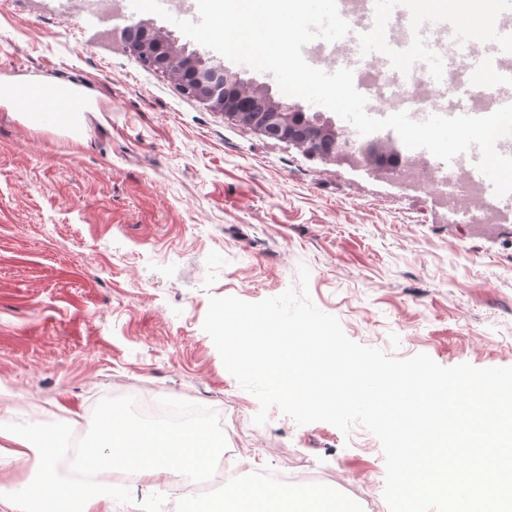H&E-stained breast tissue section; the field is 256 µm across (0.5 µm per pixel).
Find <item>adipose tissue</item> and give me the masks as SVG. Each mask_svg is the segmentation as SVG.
<instances>
[{
  "label": "adipose tissue",
  "mask_w": 512,
  "mask_h": 512,
  "mask_svg": "<svg viewBox=\"0 0 512 512\" xmlns=\"http://www.w3.org/2000/svg\"><path fill=\"white\" fill-rule=\"evenodd\" d=\"M18 91V83L1 79L0 108L21 113L30 126H60L76 137H83L87 127L85 114L92 102L91 95L84 88L66 81L39 83L33 85V97L28 101L22 100ZM26 460L31 461L40 483L53 484L55 496L74 502V512H105V505L112 501V487L101 486L91 490L61 483L62 460L59 456L42 454L23 436L0 428V469ZM233 494L240 512H250L252 507L271 501L303 500L306 490L265 483H239L234 485Z\"/></svg>",
  "instance_id": "ef3b65f1"
}]
</instances>
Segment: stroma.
I'll use <instances>...</instances> for the list:
<instances>
[{"label": "stroma", "mask_w": 512, "mask_h": 512, "mask_svg": "<svg viewBox=\"0 0 512 512\" xmlns=\"http://www.w3.org/2000/svg\"><path fill=\"white\" fill-rule=\"evenodd\" d=\"M73 81L88 131L35 129L0 110V424L32 396L84 436L105 396L214 410L237 479L291 461L327 472V512H369L384 484L360 425H297L225 369L202 325L210 297L298 287L353 341L444 367L512 366V231L452 223L434 197L307 158L186 97L67 0H0V79ZM173 480L115 490L112 512H187Z\"/></svg>", "instance_id": "1"}]
</instances>
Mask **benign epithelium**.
Wrapping results in <instances>:
<instances>
[{
  "label": "benign epithelium",
  "instance_id": "obj_1",
  "mask_svg": "<svg viewBox=\"0 0 512 512\" xmlns=\"http://www.w3.org/2000/svg\"><path fill=\"white\" fill-rule=\"evenodd\" d=\"M166 30L142 25L140 36L125 37V50L139 62L151 63L169 78L183 84L185 92L224 119L251 129L257 135L293 146L310 158L366 169L389 178L401 168L402 151L389 136H373L358 147L346 127L322 113H310L296 103L275 99L255 81L223 66H214L197 52L188 51Z\"/></svg>",
  "mask_w": 512,
  "mask_h": 512
}]
</instances>
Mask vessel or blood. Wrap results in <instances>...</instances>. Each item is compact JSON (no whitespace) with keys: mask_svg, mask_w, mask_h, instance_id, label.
<instances>
[{"mask_svg":"<svg viewBox=\"0 0 512 512\" xmlns=\"http://www.w3.org/2000/svg\"><path fill=\"white\" fill-rule=\"evenodd\" d=\"M402 8L413 12L415 21L396 38L390 34L389 19ZM491 15L492 24L476 38L462 22H449L447 10L421 12L415 0H365L361 19L351 23L345 37L334 42L317 39L313 46L320 50L326 72L348 68L357 74L372 64L396 88L417 69L447 73L456 76L458 92L468 93L477 85L504 106L512 104V0H494ZM407 111L416 121L434 113H460L452 99L435 107L411 104Z\"/></svg>","mask_w":512,"mask_h":512,"instance_id":"b4317fda","label":"vessel or blood"}]
</instances>
